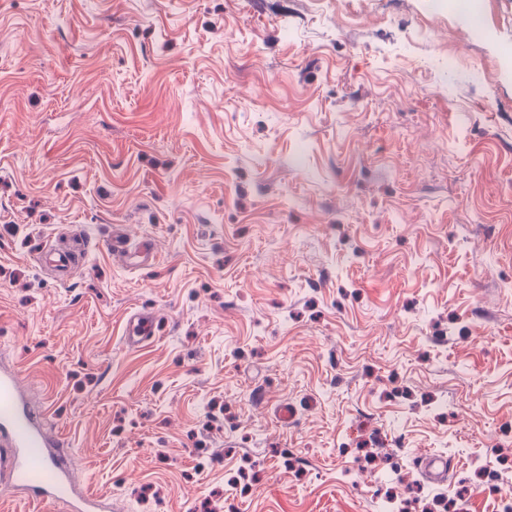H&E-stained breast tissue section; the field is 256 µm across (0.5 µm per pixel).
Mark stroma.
I'll return each mask as SVG.
<instances>
[{
  "label": "stroma",
  "instance_id": "stroma-1",
  "mask_svg": "<svg viewBox=\"0 0 512 512\" xmlns=\"http://www.w3.org/2000/svg\"><path fill=\"white\" fill-rule=\"evenodd\" d=\"M1 366L113 512H496L512 0H0ZM127 341L130 345H139L155 336L156 322L153 316L135 313L128 317Z\"/></svg>",
  "mask_w": 512,
  "mask_h": 512
}]
</instances>
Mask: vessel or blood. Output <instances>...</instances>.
Returning a JSON list of instances; mask_svg holds the SVG:
<instances>
[{"mask_svg": "<svg viewBox=\"0 0 512 512\" xmlns=\"http://www.w3.org/2000/svg\"><path fill=\"white\" fill-rule=\"evenodd\" d=\"M127 341L139 345L155 335L153 316L135 313L128 317ZM0 446L9 454V471L25 499L71 500L73 512H101L99 496L77 490L64 469L67 451L58 439L46 433L40 415L32 411L21 393L16 371L0 373Z\"/></svg>", "mask_w": 512, "mask_h": 512, "instance_id": "obj_1", "label": "vessel or blood"}]
</instances>
